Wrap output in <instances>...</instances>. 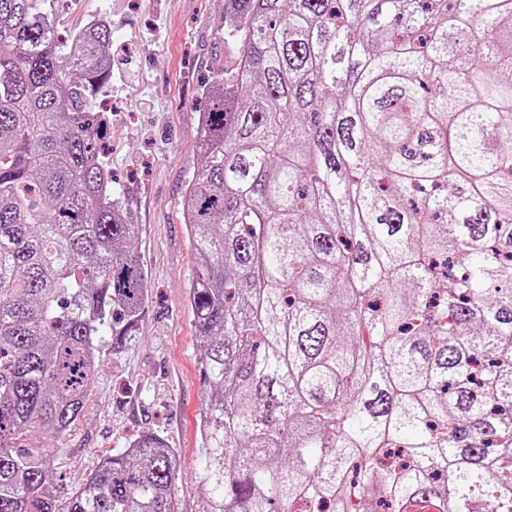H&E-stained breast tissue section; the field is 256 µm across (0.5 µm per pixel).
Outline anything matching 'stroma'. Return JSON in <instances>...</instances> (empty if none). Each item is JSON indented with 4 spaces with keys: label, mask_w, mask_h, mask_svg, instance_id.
<instances>
[{
    "label": "stroma",
    "mask_w": 512,
    "mask_h": 512,
    "mask_svg": "<svg viewBox=\"0 0 512 512\" xmlns=\"http://www.w3.org/2000/svg\"><path fill=\"white\" fill-rule=\"evenodd\" d=\"M66 13L69 32L98 15L111 23L112 86L95 108L112 115L109 163L133 205L149 307L120 352L103 345L80 421L61 439L37 434L33 442L52 447L71 486L102 455L156 431L181 462L177 512H204L197 489L203 385L187 300L195 257L182 196L196 163L203 90L238 48L224 41V0H73Z\"/></svg>",
    "instance_id": "obj_1"
}]
</instances>
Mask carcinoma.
I'll list each match as a JSON object with an SVG mask.
<instances>
[{"mask_svg":"<svg viewBox=\"0 0 512 512\" xmlns=\"http://www.w3.org/2000/svg\"><path fill=\"white\" fill-rule=\"evenodd\" d=\"M0 0V512H176L157 432L54 489L149 305L110 25ZM183 197L206 512H512V0H224Z\"/></svg>","mask_w":512,"mask_h":512,"instance_id":"1","label":"carcinoma"}]
</instances>
